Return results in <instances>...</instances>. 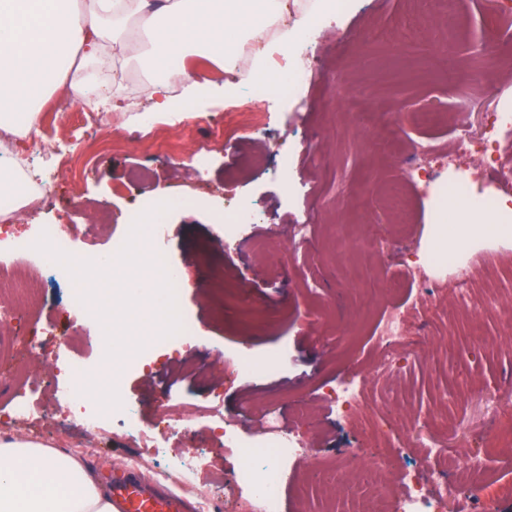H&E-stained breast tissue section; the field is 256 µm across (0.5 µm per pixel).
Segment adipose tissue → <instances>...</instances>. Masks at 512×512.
<instances>
[{
  "mask_svg": "<svg viewBox=\"0 0 512 512\" xmlns=\"http://www.w3.org/2000/svg\"><path fill=\"white\" fill-rule=\"evenodd\" d=\"M0 0V131L26 136L35 130L41 101L63 91L75 56L115 60L143 39L142 64L155 76L162 111L183 112L204 91L180 65L188 47L200 44L233 72L242 37L258 42L255 71L269 49L285 48L312 19L326 11L323 0L290 10L288 0ZM184 85L182 98L169 96L170 78ZM436 224L427 255L447 262L464 244L512 239V205L500 202L496 219L482 218L447 191L437 194ZM0 512H115L112 498L94 472L46 445L0 438Z\"/></svg>",
  "mask_w": 512,
  "mask_h": 512,
  "instance_id": "ef3b65f1",
  "label": "adipose tissue"
}]
</instances>
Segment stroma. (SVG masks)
<instances>
[{
    "instance_id": "obj_1",
    "label": "stroma",
    "mask_w": 512,
    "mask_h": 512,
    "mask_svg": "<svg viewBox=\"0 0 512 512\" xmlns=\"http://www.w3.org/2000/svg\"><path fill=\"white\" fill-rule=\"evenodd\" d=\"M478 3L444 0L419 33L382 42L376 31L405 17L408 0H355L344 16L309 28L299 52L272 51L269 76L298 67L312 74L288 98H258L249 84L223 94L226 72L190 57L187 68L213 90L189 115L154 112L153 77L138 65L135 44L113 87L123 111L100 112L83 98L63 109L51 95L38 137L16 142L50 201L0 229L17 238L42 224L72 225L76 258L88 262L122 251L144 198L184 199L163 219L160 261L188 278L177 304L195 334L176 350L127 339L146 298L134 280L114 281L127 303L99 322L72 310L64 285L0 298L13 311L0 326V362L10 367L0 379V435L82 459L104 484L129 469L184 497L189 512H199L202 490L215 512H231L239 458L224 448L223 422L255 433L273 411L310 450L281 467L279 512H352L355 485L343 483L335 497L323 489L336 471L356 475L358 466L344 464L350 448L359 449V466L392 457L430 495L439 477L426 451L471 449L489 459L484 512H512V347L500 321L512 314V296L501 293L495 313L483 293L491 277L512 279V241L459 251L474 287L466 316L456 311L458 269L437 268L427 296L403 280L435 220L438 187L486 217L506 190L493 171L475 175L469 159L444 169L429 163L410 190L404 229L385 210L388 190L406 179L413 143L430 139L452 152L456 121L476 132L486 113L512 110V38ZM451 27L455 44L496 45L494 61L465 58L474 68L497 66L494 83L444 80L433 49ZM100 210L111 220L86 242L85 226ZM393 310L406 320L401 345L418 353L391 371L375 328ZM472 329L481 349L465 342ZM105 341L114 345L119 399L134 414L107 417L102 434L78 445L72 436L83 419L54 380L99 376ZM348 382L359 385L362 404L344 413L330 394ZM379 419L393 428L369 443L365 434ZM131 424L164 455H144L127 435Z\"/></svg>"
}]
</instances>
